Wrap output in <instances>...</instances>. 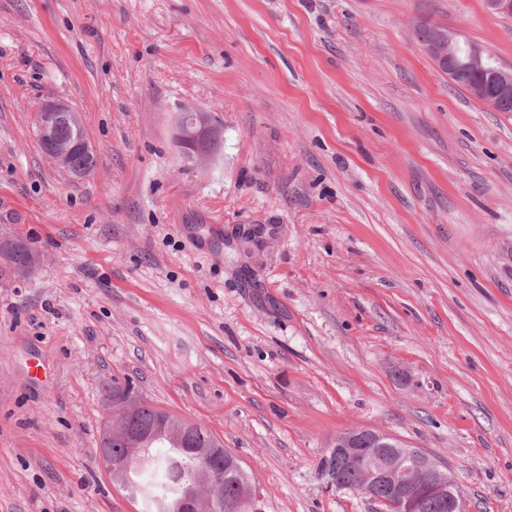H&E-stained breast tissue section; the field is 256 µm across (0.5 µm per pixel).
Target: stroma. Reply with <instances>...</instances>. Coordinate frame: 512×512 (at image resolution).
Here are the masks:
<instances>
[{
	"label": "stroma",
	"mask_w": 512,
	"mask_h": 512,
	"mask_svg": "<svg viewBox=\"0 0 512 512\" xmlns=\"http://www.w3.org/2000/svg\"><path fill=\"white\" fill-rule=\"evenodd\" d=\"M512 67L484 0H0V512H137L104 469L132 385L201 423L263 512H383L316 472L337 435L432 457L512 512V112L423 51ZM46 99L97 155L40 148ZM182 110L221 148L186 162ZM427 33L428 30L421 33L420 36H425ZM420 41L424 52L441 71L447 70L448 74L457 69L468 71L463 70L450 76V79L465 91L467 85L474 79V75L471 73L481 75L487 71L484 51L477 45H470L469 42L460 43L450 33L437 29H431L428 39L422 41L420 38ZM458 44L461 54H464L469 48L465 55L459 54ZM19 241V239L11 237L0 238V253L6 252L11 255V262L6 264V267L14 271H18L19 268L33 261L31 250Z\"/></svg>",
	"instance_id": "stroma-1"
}]
</instances>
